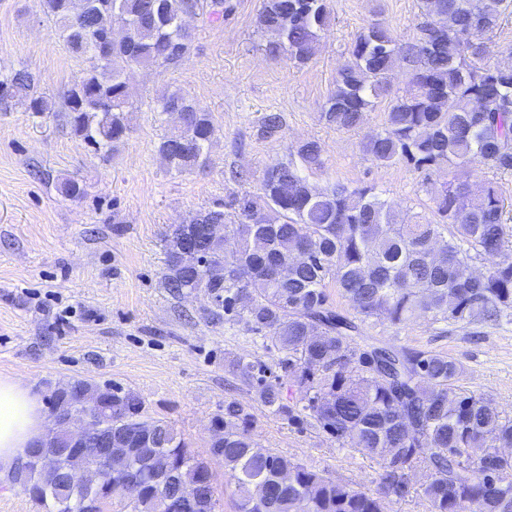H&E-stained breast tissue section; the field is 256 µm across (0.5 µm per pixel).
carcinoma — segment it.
I'll return each instance as SVG.
<instances>
[{"instance_id": "1", "label": "carcinoma", "mask_w": 512, "mask_h": 512, "mask_svg": "<svg viewBox=\"0 0 512 512\" xmlns=\"http://www.w3.org/2000/svg\"><path fill=\"white\" fill-rule=\"evenodd\" d=\"M56 35L89 62L62 100L33 91L25 69L0 79L13 101H28L35 116L62 112L72 132L100 150L116 148L130 132L134 70H174L190 55L186 18L222 24L236 0H41ZM426 21L401 40L382 21L358 34L348 49L321 119L337 131L361 128L385 98L382 123L360 143L373 165L405 163L428 173L448 169L431 188L434 221L403 216L371 187L339 180L324 187L303 171L325 167L319 141L289 147V158L269 164L259 188L238 192L201 209L193 224L224 225V240L196 230L186 241L166 238L164 287L175 296L207 291L218 301L211 322L241 323L263 344L283 354L282 375L269 380L258 363L237 357L229 368L255 386L262 405L291 425L308 423L342 448L378 458L375 488L335 480L263 446L254 417L235 399L224 400L212 427L210 455L234 481L236 512H389L392 499L411 494L407 473L421 476L427 512H512V485H494L512 470V418L487 398L462 390V366L443 353L378 345L365 336L372 321L400 326L420 315L446 324H498L512 319V249L497 176L512 174V65L488 62L486 36L494 33L512 0H421ZM127 28L102 56L96 47L102 20ZM257 28L267 52L296 66L316 56L330 27L328 0H260ZM406 77L404 93L391 80ZM155 111L177 113L180 125L162 137L158 153L169 168L206 166L217 128L182 92L162 91ZM287 127L282 112H265L263 140ZM477 170L492 177L472 180ZM65 197L84 187L58 180ZM191 246L201 264L184 262ZM495 257L488 268L482 260ZM348 305L332 306L329 286ZM51 412L85 415L112 425L111 470L101 474L82 451L67 454L69 438L56 428L25 450L12 479L42 512H105L125 504L130 512H183L182 494L194 488L195 512H220L214 474L173 425L147 415L130 391L75 380L52 391ZM56 463L58 477L44 464ZM85 480L73 484L72 473ZM139 475L140 491L126 499L124 476ZM169 480L163 487L156 480Z\"/></svg>"}]
</instances>
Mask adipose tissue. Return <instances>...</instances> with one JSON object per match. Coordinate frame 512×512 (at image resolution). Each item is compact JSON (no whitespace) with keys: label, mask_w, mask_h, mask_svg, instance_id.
Masks as SVG:
<instances>
[{"label":"adipose tissue","mask_w":512,"mask_h":512,"mask_svg":"<svg viewBox=\"0 0 512 512\" xmlns=\"http://www.w3.org/2000/svg\"><path fill=\"white\" fill-rule=\"evenodd\" d=\"M51 427L39 398L21 378L0 377V480L11 477L26 448Z\"/></svg>","instance_id":"ef3b65f1"}]
</instances>
